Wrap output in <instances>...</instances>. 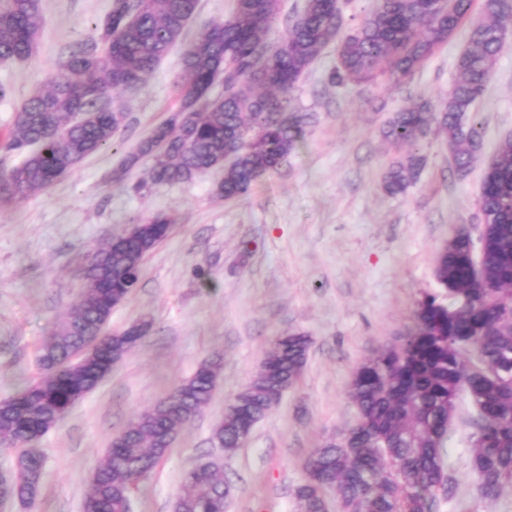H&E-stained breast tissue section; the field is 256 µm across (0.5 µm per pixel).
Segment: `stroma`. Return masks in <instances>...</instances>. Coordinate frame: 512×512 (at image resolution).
<instances>
[{
    "label": "stroma",
    "instance_id": "obj_1",
    "mask_svg": "<svg viewBox=\"0 0 512 512\" xmlns=\"http://www.w3.org/2000/svg\"><path fill=\"white\" fill-rule=\"evenodd\" d=\"M111 4L42 0L36 52L0 65V83L11 88L0 100V142L30 93L73 51L96 43L95 24ZM232 4L199 0L179 45L146 83L109 97V106L127 114L111 143L51 186L0 208V400L38 376L42 341L79 297L92 250L138 219L158 213L177 219L107 324L119 333L147 322L149 335L40 439L39 496L0 512H83L88 479L112 436L206 360L220 365L213 397L178 432L133 512H174L183 473L209 459L224 468L227 512H299L295 489L306 457L356 421L349 384L357 366L400 344L417 300L438 289L436 259L453 231L463 226L480 236L482 177L499 141L512 136V39L474 108L483 151L470 172L454 173L446 135L433 128L414 146L424 159L417 181L396 196L383 188L390 165L406 154L387 139L386 127L403 108L438 106L467 43L464 25L397 87L331 83L336 48H324L289 106L302 120L296 148L249 196L216 200L218 171L135 191L149 163L128 167L125 159L175 105L184 47L205 24L227 18ZM288 333L311 341L301 379L243 447L224 452L212 434L225 404ZM472 412L468 396L460 395L444 448L458 496L476 512H512V488L494 501L477 493L466 424Z\"/></svg>",
    "mask_w": 512,
    "mask_h": 512
}]
</instances>
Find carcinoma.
Here are the masks:
<instances>
[{
    "mask_svg": "<svg viewBox=\"0 0 512 512\" xmlns=\"http://www.w3.org/2000/svg\"><path fill=\"white\" fill-rule=\"evenodd\" d=\"M474 0H373L348 33L335 0H305L278 45L270 34L281 0H234L224 21L212 22L185 49L176 81L178 107L154 126L128 159L146 157L147 175L135 186L172 184L224 170L216 193L248 195L262 175L296 148L300 120L288 115L292 92L320 52L336 44L332 79L360 86L385 80L400 85L448 42V32L470 15ZM199 0H112L97 25L101 49H80L16 112L4 148L21 157L0 176V203L8 204L75 170L112 141L126 113L111 108L113 92L143 84L180 40ZM482 19L470 31L454 81L440 107H410L389 121L387 136L413 145L436 125L448 136L455 171L464 175L481 151L477 128L464 122L483 96L506 38L512 9L506 0H481ZM41 0H0V63L24 60L37 48ZM222 85L216 95L214 88ZM415 153L395 161L385 190L402 192L420 172ZM481 272L474 275L470 234L448 238L434 277L440 291L420 299L413 326L398 347L360 364L349 395L358 420L340 439L313 449L295 496L300 512H327L316 494L336 492L341 512H438L456 498L444 459L448 420L467 393L473 419L471 472L480 497L498 498L512 486V137L501 140L486 168L478 201ZM173 220L158 214L138 221V232L96 249L97 263L67 319L47 336L40 375L0 401V447L19 448L14 466L0 473V499L30 502L40 493L45 460L41 437L62 421L73 402L100 381V365L121 360L129 341L107 337L97 361L84 353L102 337L113 299L137 288L144 258L166 239ZM310 339L279 337L257 373L225 406L214 441L226 452L241 447L255 423L305 368ZM219 367L200 364L163 400L137 414L112 437L106 458L92 472L83 512H125L128 498L171 449L179 429L211 399ZM228 489L214 462L186 471L175 512H224Z\"/></svg>",
    "mask_w": 512,
    "mask_h": 512,
    "instance_id": "carcinoma-1",
    "label": "carcinoma"
}]
</instances>
